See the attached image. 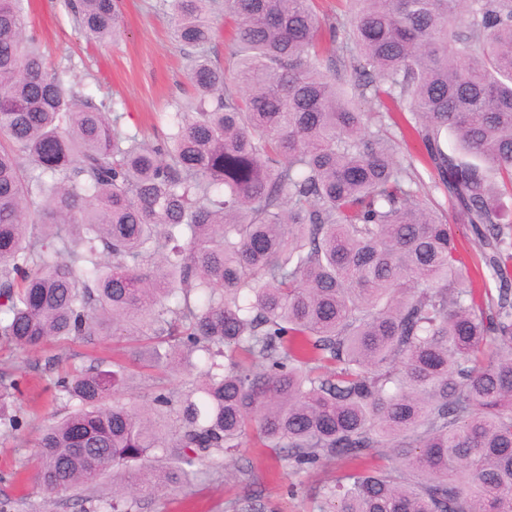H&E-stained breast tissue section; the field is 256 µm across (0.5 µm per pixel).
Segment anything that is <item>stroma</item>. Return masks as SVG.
I'll return each instance as SVG.
<instances>
[{
  "instance_id": "1",
  "label": "stroma",
  "mask_w": 512,
  "mask_h": 512,
  "mask_svg": "<svg viewBox=\"0 0 512 512\" xmlns=\"http://www.w3.org/2000/svg\"><path fill=\"white\" fill-rule=\"evenodd\" d=\"M71 3L30 0V30L41 40L48 66L68 67L85 96L110 101L113 111L123 115L124 130L146 135L164 130L160 114L173 111L190 88L192 54L191 48L173 39L164 0H121L120 33L103 44L78 34ZM117 350L128 354L134 346L117 336L94 345L52 342L21 356L0 344V378L20 380L24 392L21 431L0 425V501L8 502L11 512H94L95 503L77 501L75 493L50 495L37 486L31 443L44 421L62 407L44 394V387L60 372L85 368L96 358L111 360ZM192 378L186 371L143 370L126 396L142 400L162 386L179 397ZM345 469L343 463L326 461L296 473L287 457L250 448L227 459L225 467L204 468L191 493L142 499L140 512H228L231 504L244 500L257 512H311L318 488Z\"/></svg>"
}]
</instances>
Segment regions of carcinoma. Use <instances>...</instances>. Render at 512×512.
<instances>
[{"label": "carcinoma", "instance_id": "carcinoma-1", "mask_svg": "<svg viewBox=\"0 0 512 512\" xmlns=\"http://www.w3.org/2000/svg\"><path fill=\"white\" fill-rule=\"evenodd\" d=\"M352 3L224 0L234 68L194 57L192 97L146 139L48 70L25 0H0V340L137 344L48 387L68 411L36 439L42 490L110 473L101 512H139L259 445L297 473L357 463L314 512H512V0ZM214 4L167 0L174 39L210 44ZM76 19L113 39L119 0ZM386 100L451 210L366 110ZM170 366L196 372L184 396L124 397ZM17 393L0 381L13 431ZM456 236L460 246V250L464 253L466 260H468L474 269V264L480 265V253L474 242V236L467 224H458L456 226Z\"/></svg>", "mask_w": 512, "mask_h": 512}]
</instances>
